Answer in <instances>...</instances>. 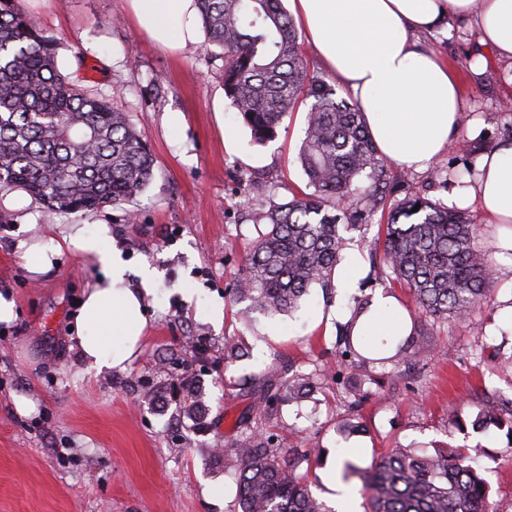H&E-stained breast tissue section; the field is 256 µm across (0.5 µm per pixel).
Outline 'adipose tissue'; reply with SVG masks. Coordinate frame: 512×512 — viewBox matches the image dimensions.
Here are the masks:
<instances>
[{
  "mask_svg": "<svg viewBox=\"0 0 512 512\" xmlns=\"http://www.w3.org/2000/svg\"><path fill=\"white\" fill-rule=\"evenodd\" d=\"M160 47L194 49L205 35L196 0H126ZM291 11L326 68L359 102L369 134L393 163L421 170L461 128L465 101L448 63L421 40L452 18L473 19L480 41L512 60V0H290ZM471 194L498 224H512V142L483 156ZM94 260L102 275L83 293L75 316L76 346L87 371L122 370L139 354L148 324L144 297L154 279L143 269L131 287L128 265L112 247L108 225L72 227L60 240L25 250L31 276L48 273L62 248ZM362 335L384 351L410 324L392 295L376 294L359 318Z\"/></svg>",
  "mask_w": 512,
  "mask_h": 512,
  "instance_id": "obj_1",
  "label": "adipose tissue"
}]
</instances>
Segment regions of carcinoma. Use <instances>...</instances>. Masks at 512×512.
Instances as JSON below:
<instances>
[{
    "label": "carcinoma",
    "mask_w": 512,
    "mask_h": 512,
    "mask_svg": "<svg viewBox=\"0 0 512 512\" xmlns=\"http://www.w3.org/2000/svg\"><path fill=\"white\" fill-rule=\"evenodd\" d=\"M207 41L222 49L224 95L258 143L277 137L288 112L313 99L299 161L312 193L286 202L269 198L258 220L265 231L248 246L245 270L230 289L245 313L271 317L298 308L309 288L331 286L345 238L340 221L354 226L347 204L358 176L367 173L370 212L388 210L371 251L379 278L408 288L418 311L437 320L465 321L490 292V261L475 245L476 225L461 211L408 194L386 206L387 170L356 103L336 98L334 88L310 75L298 51V32L281 0H197ZM156 159L128 115L69 81L57 51L22 9L0 0V189H17L48 207L92 211L133 200L150 184ZM419 210H414V207ZM355 320L337 329L336 357L351 369L345 393L351 412L336 425L345 439L365 432L354 414L379 383L376 366L397 367L419 354L420 333L383 356L353 335ZM252 400L254 415L241 417L238 436L216 450L238 471L234 512H334L314 495L308 471L319 446L283 448L263 423L284 400L313 395L312 373L272 364L234 382ZM179 414L205 427L204 392L195 378L180 381ZM473 425H495L512 436V398L477 393ZM307 473L299 474L300 466ZM344 477L361 481L367 512H493L490 488L463 448L419 455L391 448L368 467L347 461Z\"/></svg>",
    "instance_id": "cac0c4a2"
}]
</instances>
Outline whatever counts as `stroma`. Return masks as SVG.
<instances>
[{"instance_id":"obj_1","label":"stroma","mask_w":512,"mask_h":512,"mask_svg":"<svg viewBox=\"0 0 512 512\" xmlns=\"http://www.w3.org/2000/svg\"><path fill=\"white\" fill-rule=\"evenodd\" d=\"M125 0H21L45 35L58 46V63L80 87L108 99L127 113L156 157L150 186L133 203L88 213L48 209L20 191L0 190V293L11 294L17 318L0 326V512H229L236 474L214 457V448L235 435L249 401L227 389V381L258 373L273 360L302 372L319 371L312 398L282 404L271 422L284 447L355 448L356 465L369 466L387 448L431 455L443 445L468 448L491 488L496 512H512V460L496 427L476 431L450 426L451 417L470 420L472 391H498L512 398V333L499 325L512 305V255L490 245L512 232L490 223L469 191L483 153L512 141V61L497 58L478 43L474 28L456 20L426 34L425 40L449 60L463 85L466 108L460 132L427 169L388 164L387 203L407 191L470 215L481 229L477 240L493 266V291L471 321L421 318L424 349L418 364L389 368L383 386L369 385L359 409L366 433L343 439L337 419L347 406L337 376L336 328L313 324L310 310L351 308L354 297L392 292L412 310L406 291L376 280L366 242L374 238L381 213L365 209L367 176H359L351 204L362 230L346 234L361 273L349 290L310 288L289 315L247 320L231 305L227 290L241 275L248 242L260 229L250 201L291 199L307 187L298 161L311 100L298 103L283 120L275 140L255 143L241 114L223 93L221 51L202 45L172 53L154 45L124 15ZM113 53L112 64L102 56ZM179 112L184 127L172 141L166 113ZM233 129L238 146L224 145ZM135 222H128V211ZM76 224L109 225L114 247L130 266L128 279L150 265L156 277L146 296L150 330L138 357L126 369L86 373L71 350L75 303L100 274L78 252L63 250L51 271L31 277L19 241L59 238ZM224 306L221 324L197 319L185 292ZM210 343L204 358L186 351L187 337ZM236 337L248 351L224 362V339ZM175 353L206 392L207 427L177 420L175 374L161 360ZM155 392L153 402L142 399ZM224 487L223 503L205 493Z\"/></svg>"}]
</instances>
